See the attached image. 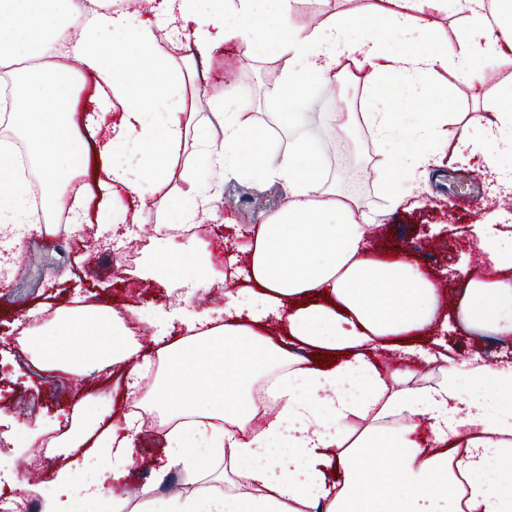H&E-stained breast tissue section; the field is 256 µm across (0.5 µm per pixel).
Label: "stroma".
Wrapping results in <instances>:
<instances>
[{"mask_svg": "<svg viewBox=\"0 0 512 512\" xmlns=\"http://www.w3.org/2000/svg\"><path fill=\"white\" fill-rule=\"evenodd\" d=\"M271 63L268 57L243 54L233 42L225 43L221 55L213 60H196L197 119L207 126L215 141L224 138L217 114L223 111L224 99L229 94L235 95L236 111L242 112L250 124L276 126L278 103L270 83ZM364 96L362 83L351 80L336 94L319 86L312 88L313 105L303 124L290 132H279L276 149L284 151L296 140L312 143L325 157L328 183L355 194L365 213L384 214L383 223L369 227L367 239L381 252L397 245L409 247L412 258L430 272L442 291L441 314H454L459 297L447 292L446 287L454 280L461 256L469 255L472 269L481 270L483 277L492 274L490 268L481 266L476 244L467 232L468 226L486 213L483 203L487 187L485 183L469 181V165L446 163L430 168L408 208L388 213L389 198L377 178L382 158L366 129L359 127L354 131L353 158L341 159L324 124V113L338 111L342 100ZM480 107V100L465 85L449 82V143H456L464 134L466 113L479 111ZM223 197L233 200L234 208L219 207L206 221L219 246L211 260L219 267L228 262V245L278 213L287 193L275 180L256 184L244 178H227L223 181ZM164 241L159 232L150 237L139 256L136 285L127 288L113 276L110 253L98 254L95 261L88 262L69 247L54 244L38 234L30 236L21 248L19 273L0 285V341L12 335L21 316L50 307L71 306L78 300L85 304H108L124 313L152 304L168 305L169 295L180 289L181 282L175 275H158L156 258ZM80 393L94 400L110 401L115 407L126 401L117 375L100 376L98 367L89 368L82 379L67 374L58 382L45 378L37 365L19 366L11 350H0V434L20 437L37 423L70 412ZM163 446V440L137 436L134 464L120 484L131 506H139L141 488L154 478Z\"/></svg>", "mask_w": 512, "mask_h": 512, "instance_id": "1", "label": "stroma"}]
</instances>
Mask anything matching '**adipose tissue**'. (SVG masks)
Instances as JSON below:
<instances>
[{
	"mask_svg": "<svg viewBox=\"0 0 512 512\" xmlns=\"http://www.w3.org/2000/svg\"><path fill=\"white\" fill-rule=\"evenodd\" d=\"M293 0H159L156 21L113 8L112 0H0V69L13 77L0 121L20 131L36 170L32 190L12 142L0 139V224H32L67 213L72 224L116 223L125 191L156 212L197 223L219 200V185L192 186L180 205L165 188L184 145L195 166L277 178L288 201L240 244L248 256L245 286L225 291L219 316L202 312L176 341L153 337V353L127 340V328L108 306L59 309L48 329L33 332L29 347L46 369L80 373L89 362L125 365L137 391L152 362L164 377L143 397L158 414L165 463L191 474L221 462L202 488L152 497L151 512H512V361L489 365L472 356L451 358L444 341L410 343L432 326L438 288L407 256L390 260L366 252L369 220L357 199L326 182L321 155L306 142L272 161L271 134L242 121L233 99L220 118L223 141L195 121L187 88L191 74L156 52L159 32L193 43L210 56L219 40L246 53L268 51L283 66L273 84L284 128L302 123L314 86L342 83L366 71L359 112H333L341 129L360 124L382 157L379 178L398 210L429 167L476 162L491 197L512 193V83L485 94L481 60L493 55L512 68V0H361L352 12L309 29L290 27ZM87 22L75 27L73 12ZM462 16L457 43L436 32L433 18ZM192 22V32L176 19ZM449 73L481 98L464 135L447 139ZM103 89L98 111L78 126L73 115L83 77ZM123 115L110 125L114 104ZM415 104L412 112L401 111ZM99 144L101 195L95 210L69 200L70 182L86 175L90 138ZM477 244L496 273L473 278L458 268L461 320L473 333L512 335V226L480 222ZM165 255L192 268L190 290L211 287L219 271L203 264L209 244L174 241ZM288 321V341L263 332L270 315ZM397 350L441 366V379L411 385L408 373L378 369L379 350ZM140 363H132L134 355ZM272 378L274 413L254 426L256 384ZM400 426H390L393 418ZM66 448L81 458L46 483H24L40 512H127L129 500L107 494L105 478L120 481L133 464L142 424L136 415L74 405Z\"/></svg>",
	"mask_w": 512,
	"mask_h": 512,
	"instance_id": "obj_1",
	"label": "adipose tissue"
}]
</instances>
